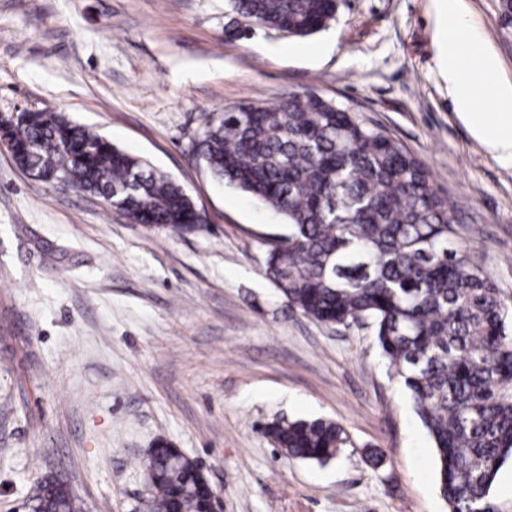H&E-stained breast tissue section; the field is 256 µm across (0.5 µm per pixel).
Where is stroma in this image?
I'll return each instance as SVG.
<instances>
[{
    "instance_id": "obj_1",
    "label": "stroma",
    "mask_w": 512,
    "mask_h": 512,
    "mask_svg": "<svg viewBox=\"0 0 512 512\" xmlns=\"http://www.w3.org/2000/svg\"><path fill=\"white\" fill-rule=\"evenodd\" d=\"M466 16L512 78L500 0ZM227 0H0V117L65 113L179 183L204 218L156 233L0 147V512L37 480L84 512H148L156 439L193 460L224 512H448L435 450L372 327L292 309L265 275L284 217L216 181L190 141L212 112L313 93L420 159L458 205L512 313V169L471 137L435 66L432 0H344L306 37L234 36ZM349 435L320 465L274 446L278 419Z\"/></svg>"
}]
</instances>
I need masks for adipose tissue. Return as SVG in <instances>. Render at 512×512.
Listing matches in <instances>:
<instances>
[{
    "instance_id": "ef3b65f1",
    "label": "adipose tissue",
    "mask_w": 512,
    "mask_h": 512,
    "mask_svg": "<svg viewBox=\"0 0 512 512\" xmlns=\"http://www.w3.org/2000/svg\"><path fill=\"white\" fill-rule=\"evenodd\" d=\"M436 65L457 118L501 166L512 168V80L497 55L471 31L463 0H433Z\"/></svg>"
}]
</instances>
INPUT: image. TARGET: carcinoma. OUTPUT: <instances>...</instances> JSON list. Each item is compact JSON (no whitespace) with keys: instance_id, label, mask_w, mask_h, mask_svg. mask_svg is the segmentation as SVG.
<instances>
[{"instance_id":"obj_1","label":"carcinoma","mask_w":512,"mask_h":512,"mask_svg":"<svg viewBox=\"0 0 512 512\" xmlns=\"http://www.w3.org/2000/svg\"><path fill=\"white\" fill-rule=\"evenodd\" d=\"M342 0H230L234 22L310 36ZM31 177L63 180L156 231L195 232L185 190L143 158L56 111L5 127ZM191 148L210 175L286 218L266 272L288 303L325 324L368 320L394 376L432 439L448 512H496L491 489L512 457V325L479 258L453 242L457 206L398 141L315 94L289 93L214 112ZM268 437L292 458L327 463L347 443L328 419L276 421ZM149 512H206L212 489L179 449L160 440L141 463ZM32 512H79L47 478Z\"/></svg>"}]
</instances>
